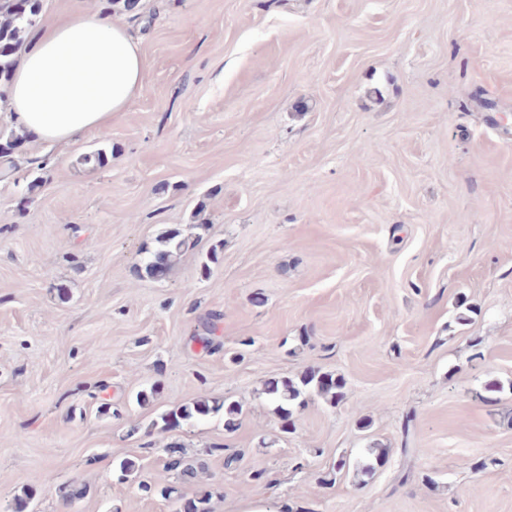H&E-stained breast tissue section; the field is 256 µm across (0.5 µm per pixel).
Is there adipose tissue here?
<instances>
[{"label":"adipose tissue","instance_id":"adipose-tissue-1","mask_svg":"<svg viewBox=\"0 0 512 512\" xmlns=\"http://www.w3.org/2000/svg\"><path fill=\"white\" fill-rule=\"evenodd\" d=\"M145 70L140 43L126 28L70 13L19 56L9 88L10 118L37 141L78 142L128 109Z\"/></svg>","mask_w":512,"mask_h":512}]
</instances>
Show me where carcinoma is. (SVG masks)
<instances>
[{
  "label": "carcinoma",
  "instance_id": "1",
  "mask_svg": "<svg viewBox=\"0 0 512 512\" xmlns=\"http://www.w3.org/2000/svg\"><path fill=\"white\" fill-rule=\"evenodd\" d=\"M41 9V0H0V86L10 83L15 54L28 30L37 24ZM190 246V240L180 232L166 234L159 241V247L149 252L144 265L138 268V274L155 280L166 277L178 256ZM344 388L342 378L313 369L305 372L297 382L270 381L265 385V393L282 421L287 423L294 411L305 404L307 394L314 392L336 403L344 398ZM241 412L242 405L237 401L201 400L163 415L161 422L163 429L168 430L196 417L220 416L224 420V429L231 433L237 429V416ZM177 501L178 512H211L209 493L192 497L181 494Z\"/></svg>",
  "mask_w": 512,
  "mask_h": 512
}]
</instances>
